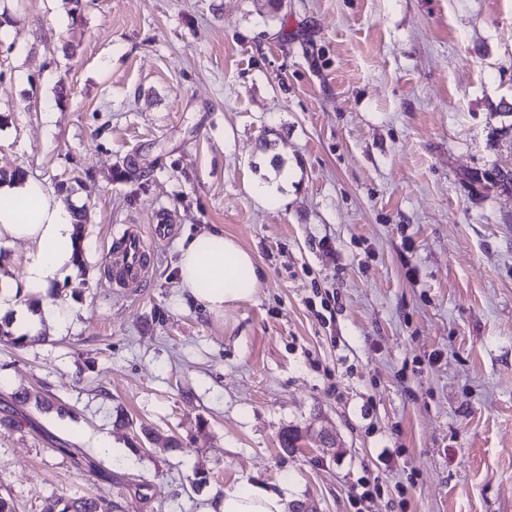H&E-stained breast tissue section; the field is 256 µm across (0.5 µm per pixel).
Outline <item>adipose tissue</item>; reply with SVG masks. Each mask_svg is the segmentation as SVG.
<instances>
[{"instance_id": "1", "label": "adipose tissue", "mask_w": 512, "mask_h": 512, "mask_svg": "<svg viewBox=\"0 0 512 512\" xmlns=\"http://www.w3.org/2000/svg\"><path fill=\"white\" fill-rule=\"evenodd\" d=\"M25 242V274L0 281V319L20 336H35L44 325H63L67 313L50 290L72 273L84 241L76 234L73 210L37 176L27 174L0 185V245ZM263 272L250 252L220 230L184 237L179 244L178 286L208 312L220 315L253 297ZM37 297L35 306L26 297ZM218 512H285L278 493L248 484L218 491Z\"/></svg>"}]
</instances>
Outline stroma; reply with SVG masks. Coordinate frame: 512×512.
<instances>
[{
  "label": "stroma",
  "instance_id": "1",
  "mask_svg": "<svg viewBox=\"0 0 512 512\" xmlns=\"http://www.w3.org/2000/svg\"><path fill=\"white\" fill-rule=\"evenodd\" d=\"M1 13L0 170L72 185L87 243L84 286H58L66 325L23 348L0 336L16 512L87 491L111 512H209L245 482L357 512L367 480L370 512H512V194L460 180L512 172V0ZM161 220L147 274L117 286L119 233ZM212 227L264 272L218 317L176 286L180 240ZM23 389L70 414L16 404ZM310 424L332 451L280 448Z\"/></svg>",
  "mask_w": 512,
  "mask_h": 512
}]
</instances>
